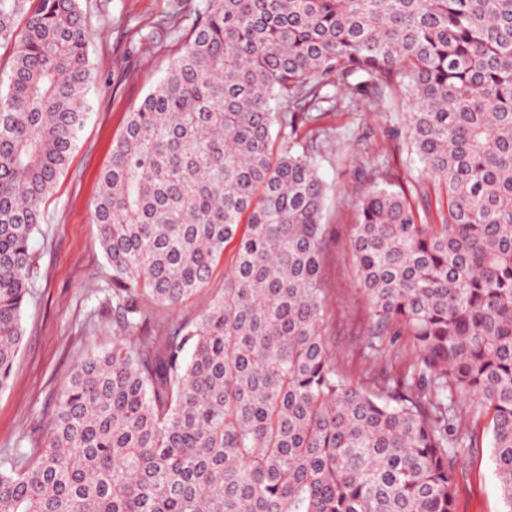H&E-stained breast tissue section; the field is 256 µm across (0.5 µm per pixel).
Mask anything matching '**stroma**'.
<instances>
[{
    "mask_svg": "<svg viewBox=\"0 0 512 512\" xmlns=\"http://www.w3.org/2000/svg\"><path fill=\"white\" fill-rule=\"evenodd\" d=\"M206 0H80L92 31L89 56L97 75L87 91L89 110L69 161L44 205L45 222L32 248L37 274L21 313L22 344L8 385L0 389V450L15 443L41 445L51 431L57 404L75 370L90 356L111 351L120 332L112 312V269L92 219L98 178L129 112L165 74ZM153 32L152 42L142 36ZM411 106L401 91L386 100L368 95L357 111L330 112L316 164L328 186L322 222L329 247L323 264L324 329L336 369L360 383L365 370L400 372L417 357L408 336L398 337L393 358L373 359L364 341L375 324L358 286L351 247L361 192L388 158L393 190L410 187L419 165L392 153L387 131L403 126ZM224 290V269L195 296L153 310L151 326L175 327L198 320L208 297ZM456 512H502L491 445L456 468Z\"/></svg>",
    "mask_w": 512,
    "mask_h": 512,
    "instance_id": "35a3bbf8",
    "label": "stroma"
}]
</instances>
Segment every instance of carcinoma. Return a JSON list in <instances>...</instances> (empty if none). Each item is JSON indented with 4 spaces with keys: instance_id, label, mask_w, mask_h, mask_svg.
<instances>
[{
    "instance_id": "1",
    "label": "carcinoma",
    "mask_w": 512,
    "mask_h": 512,
    "mask_svg": "<svg viewBox=\"0 0 512 512\" xmlns=\"http://www.w3.org/2000/svg\"><path fill=\"white\" fill-rule=\"evenodd\" d=\"M78 0H0V388L22 341L31 240L94 79ZM412 105L403 141L433 180L359 201V286L418 350L372 385L324 334L314 129L373 89ZM112 267V352L85 361L41 447L0 459V512H456V462L490 416L512 512V0H210L129 113L93 204ZM199 319L146 331L202 290ZM234 245L229 244L215 271L205 287L195 296L189 297L175 307H158L153 310L148 327L165 326L173 328L180 323L198 320L208 297L220 294L224 290L225 263L231 258Z\"/></svg>"
}]
</instances>
